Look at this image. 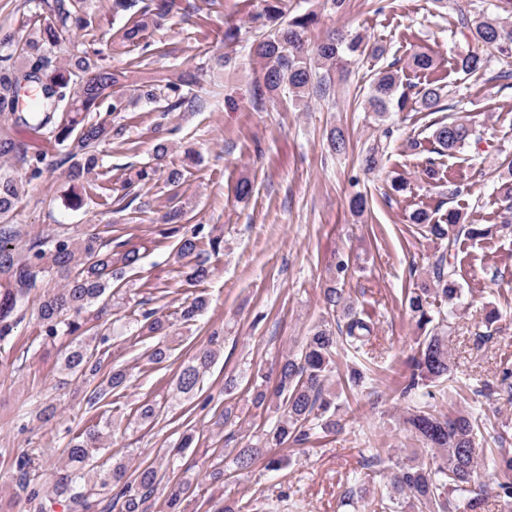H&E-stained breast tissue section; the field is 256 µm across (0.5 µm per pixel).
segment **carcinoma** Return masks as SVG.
Instances as JSON below:
<instances>
[{
	"label": "carcinoma",
	"instance_id": "obj_1",
	"mask_svg": "<svg viewBox=\"0 0 512 512\" xmlns=\"http://www.w3.org/2000/svg\"><path fill=\"white\" fill-rule=\"evenodd\" d=\"M26 38L11 30H0V346L9 343L27 319L37 325V339L43 344L65 340L60 363L69 373L87 378L101 372L106 351L87 342V333L102 319L108 301L119 291L128 270L141 259L140 249L118 236L107 240L96 234L73 236L67 231L45 237H31L25 225L13 221V213L25 187L39 179L48 167L49 150H55L53 166L62 170L72 192L63 206L75 210L84 199L78 187L98 179L103 158L98 147L125 134L117 116L133 103L147 98L163 102V112H195L201 107L193 89L205 80L207 68L175 71L138 91L124 71H114L102 52L86 46L78 32L85 28L82 0H28ZM177 6V0H112V15L129 16L122 38L133 47L150 51L143 42L144 31L160 22ZM316 14L306 12L286 18L285 0H263L260 11L250 16L252 29L259 32L251 49L263 63V86L269 93L288 91L295 105H305L315 97L334 92V75L342 73L353 58L370 52L383 53L370 46L359 32L333 30L314 48L307 46V31ZM458 22L467 28L481 46L512 58V0H496L490 14L460 12ZM465 74L483 77L489 60L479 52H469L456 61ZM398 71L376 73L366 102L380 117L392 109L402 112L413 106L428 112L442 111V88L428 87L410 101L398 92ZM434 152L453 154L478 142L472 124L461 120L438 122L431 133ZM157 168L144 166L126 178L121 187L128 209L140 198V190L155 176ZM497 192L512 209V164L500 178ZM166 238L176 239L177 254L193 257L186 265L184 282L206 280L211 273V256L224 250L223 239L212 236L204 224L181 223V211L171 208L165 216ZM411 221L426 228L428 237L440 248L429 265V279L410 289L407 305L423 336L408 362L399 395L416 396L418 406L408 413L405 424L422 444L421 453L392 463L388 482L375 488L367 501L368 512H484L487 505L481 489L475 488L476 436L482 420L473 412L443 414L431 409L429 400L444 396L445 382L455 383L452 354L448 347L449 319L464 301V291L450 263L460 237L479 238L491 227L466 224L453 208L433 220L425 209L411 215ZM208 241L210 251L200 249ZM52 281L60 283L48 288ZM326 304L338 314L337 331L318 326L305 337L298 354L287 356L279 366L277 384L252 386L251 403L263 411L274 409L277 419L262 429L256 440L237 450L236 470L250 469L260 458L265 468L278 471L286 465L281 457H264V449L286 444L301 445L317 431L341 428L337 418L336 395L327 387L335 364L334 355L343 350L364 356L373 350L375 324L359 316L343 289L324 291ZM207 307L203 296L182 304L179 321L189 325ZM139 335L157 342L145 352L148 362L162 364L171 350L164 343L172 323L154 310H145L136 320ZM216 351L207 348L181 364L178 390L191 395L210 367ZM129 379L126 369L112 366L105 378L90 390L87 403L102 408L112 404ZM102 432L87 428L74 434L64 449L65 462L57 470L52 498L44 500L41 490L31 485L33 460L27 453L13 458L12 467L29 490L28 501L38 512L62 501L67 512H89L91 489L85 481L90 461L101 450ZM493 464L501 480L497 498L506 512L512 509V450L509 437L500 435ZM99 485L115 491L114 503L120 512H148L149 501L161 481L160 468L145 463L134 470L122 462L99 471ZM186 483L179 482L168 495V512H183L187 500Z\"/></svg>",
	"mask_w": 512,
	"mask_h": 512
}]
</instances>
